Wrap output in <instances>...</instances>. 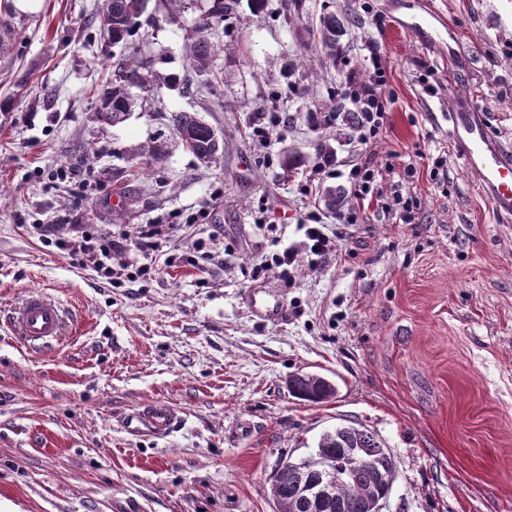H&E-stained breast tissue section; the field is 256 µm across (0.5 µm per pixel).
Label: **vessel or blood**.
I'll return each instance as SVG.
<instances>
[{
	"mask_svg": "<svg viewBox=\"0 0 512 512\" xmlns=\"http://www.w3.org/2000/svg\"><path fill=\"white\" fill-rule=\"evenodd\" d=\"M448 132L458 146L457 156L478 183L494 217L512 219V147L492 137L481 113L469 102L454 99L448 111ZM252 313L269 321L285 318L287 309L280 297L256 289L248 297ZM13 336L33 346L54 345L70 336L73 323L57 300L42 293H31L4 318ZM176 412L164 404H149L124 419L126 431L165 435L176 425Z\"/></svg>",
	"mask_w": 512,
	"mask_h": 512,
	"instance_id": "1",
	"label": "vessel or blood"
}]
</instances>
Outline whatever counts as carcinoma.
I'll return each mask as SVG.
<instances>
[{"mask_svg": "<svg viewBox=\"0 0 512 512\" xmlns=\"http://www.w3.org/2000/svg\"><path fill=\"white\" fill-rule=\"evenodd\" d=\"M236 0H207V6L193 25L186 30L187 63L183 78L165 77L152 69V59L143 52V43L131 40L144 27L156 30L161 24H177L182 13L189 8L187 0H104L99 18V31L104 41L120 48L119 58L112 65V78L100 90L96 118L108 126L123 123L134 106L131 89L141 93L144 103L154 99L161 89L186 94H199L218 83L214 78L216 61L227 45L212 36V30L224 23V15L234 11ZM320 33L336 56V17L320 19ZM208 75L211 80L204 86L194 85V77ZM178 143L204 166L215 164L222 156V141L215 129L197 112H172L168 117ZM165 153L164 134L158 132L135 148V156L159 160ZM289 387L302 399L319 403L336 395V386L317 374H300L291 378ZM378 447L374 433L355 426H341L323 433L315 450L301 458L304 468L297 469L295 460L287 458L288 468L270 478L272 495L279 512H304L295 506V497L302 479L310 478L316 461L332 456L338 458L350 471L345 483L330 485L331 506L313 508L310 512H370V505L378 494L384 479L391 477L394 462L383 456L374 468L359 463L362 453Z\"/></svg>", "mask_w": 512, "mask_h": 512, "instance_id": "carcinoma-1", "label": "carcinoma"}]
</instances>
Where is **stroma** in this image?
Instances as JSON below:
<instances>
[{
	"instance_id": "obj_1",
	"label": "stroma",
	"mask_w": 512,
	"mask_h": 512,
	"mask_svg": "<svg viewBox=\"0 0 512 512\" xmlns=\"http://www.w3.org/2000/svg\"><path fill=\"white\" fill-rule=\"evenodd\" d=\"M102 4L0 0L26 32L0 62V313L38 291L77 328L36 350L0 323V512H277L279 459L307 455L339 425L364 426L392 456L391 512H512V223L494 221L441 117L465 86L512 146V0H296L285 18L282 0H268L260 19L242 2L224 19L215 95L164 89L113 128L96 120L92 90L111 76ZM327 14L341 27L334 59L319 34ZM196 15L149 36L157 72L182 73ZM423 17L437 43L414 30ZM371 42L388 70L389 119L356 154L350 121L317 127L310 114L364 78ZM273 100L285 121L264 149L252 130ZM180 110L222 134L218 164L174 146L140 168L132 149ZM325 147L342 175L305 193ZM288 149L298 174L283 169ZM388 149L404 154L385 182L416 197L413 223L371 207L326 263L301 262L288 282L256 271L274 241L300 248L305 213L335 226L351 203L346 173ZM61 167L91 171L93 186L79 192ZM63 219L116 233L180 225L163 243L174 263L147 281L101 283L28 230ZM212 239L223 252L210 260L198 245ZM259 288L287 318L251 313L245 297ZM299 373L329 379L336 396L297 399L288 380ZM153 401L178 411L173 432H125L123 417Z\"/></svg>"
}]
</instances>
